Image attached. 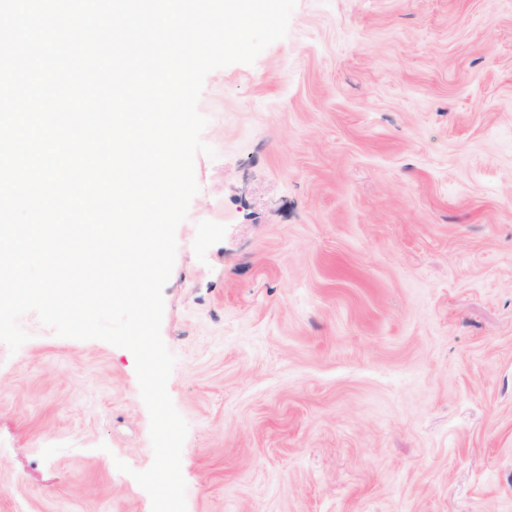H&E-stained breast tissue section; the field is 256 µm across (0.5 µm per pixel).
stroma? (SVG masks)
<instances>
[{
  "instance_id": "35a3bbf8",
  "label": "stroma",
  "mask_w": 512,
  "mask_h": 512,
  "mask_svg": "<svg viewBox=\"0 0 512 512\" xmlns=\"http://www.w3.org/2000/svg\"><path fill=\"white\" fill-rule=\"evenodd\" d=\"M198 109L161 329L187 512H512V0H297ZM21 324L0 512H151L132 352Z\"/></svg>"
}]
</instances>
